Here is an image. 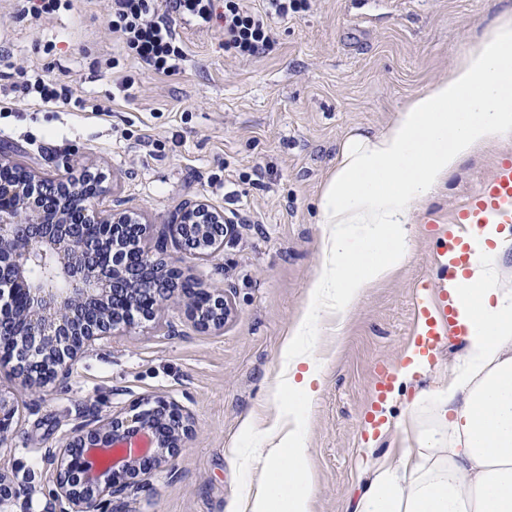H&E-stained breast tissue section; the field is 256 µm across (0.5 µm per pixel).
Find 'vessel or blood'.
I'll return each mask as SVG.
<instances>
[{"label":"vessel or blood","mask_w":512,"mask_h":512,"mask_svg":"<svg viewBox=\"0 0 512 512\" xmlns=\"http://www.w3.org/2000/svg\"><path fill=\"white\" fill-rule=\"evenodd\" d=\"M439 224L433 239L435 275L430 286L434 295L418 304L414 331L418 353L429 360L455 331L458 300L449 290L470 274L475 253L471 229L512 224V156L498 161L478 188Z\"/></svg>","instance_id":"1"}]
</instances>
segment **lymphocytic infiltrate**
<instances>
[{
  "label": "lymphocytic infiltrate",
  "mask_w": 512,
  "mask_h": 512,
  "mask_svg": "<svg viewBox=\"0 0 512 512\" xmlns=\"http://www.w3.org/2000/svg\"><path fill=\"white\" fill-rule=\"evenodd\" d=\"M168 4L167 12L161 14L155 0H112V17L108 21L126 51L156 74L167 77L179 74L186 60L175 33L178 21L220 23L225 48L249 58L263 53L272 43V17L283 19L308 6L307 0H268L265 11L259 13L243 0H168ZM10 89L40 107L86 105L85 100L75 97L69 84L44 71L15 68Z\"/></svg>",
  "instance_id": "lymphocytic-infiltrate-1"
}]
</instances>
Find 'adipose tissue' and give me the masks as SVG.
Returning a JSON list of instances; mask_svg holds the SVG:
<instances>
[{
	"label": "adipose tissue",
	"instance_id": "1",
	"mask_svg": "<svg viewBox=\"0 0 512 512\" xmlns=\"http://www.w3.org/2000/svg\"><path fill=\"white\" fill-rule=\"evenodd\" d=\"M512 139V6L461 53L445 77L402 105L381 133L353 135L324 183L330 225L323 267L282 354V400L265 427L247 425L263 478L248 512H310L307 418L321 367L307 347L326 310L344 317L367 288L404 263L414 207L477 149ZM457 294L463 353L434 390L415 397L414 450L386 457L352 512H512V290L498 267L512 231L491 224Z\"/></svg>",
	"mask_w": 512,
	"mask_h": 512
}]
</instances>
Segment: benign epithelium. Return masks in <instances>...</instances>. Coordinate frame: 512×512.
Instances as JSON below:
<instances>
[{
  "label": "benign epithelium",
  "mask_w": 512,
  "mask_h": 512,
  "mask_svg": "<svg viewBox=\"0 0 512 512\" xmlns=\"http://www.w3.org/2000/svg\"><path fill=\"white\" fill-rule=\"evenodd\" d=\"M104 176L87 173L78 183L48 184L37 173L15 167L0 154V344L8 350L19 386L36 393L68 378L71 365L86 346L129 328L130 312L155 317L168 301H184L194 323L204 330L224 327L230 306L220 288H206L208 303L198 308L195 296L167 276L169 265L151 251L130 266V254L119 248L132 218L123 211L99 217L94 209L104 192ZM44 186L54 205L34 192ZM83 220L105 225L90 238ZM169 236L196 258L205 260L224 245V214L203 202H188L169 218ZM42 267L49 286L29 287L32 265ZM19 398L0 388V444L22 414ZM188 411L164 398L140 400L129 408L95 417L75 429L52 450L55 497L59 512H112L113 499L134 488L151 461L157 469L173 457L191 433ZM127 445L121 466L94 470L88 457L97 448ZM20 498L0 475V510Z\"/></svg>",
  "instance_id": "obj_1"
}]
</instances>
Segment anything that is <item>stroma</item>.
Here are the masks:
<instances>
[{
    "mask_svg": "<svg viewBox=\"0 0 512 512\" xmlns=\"http://www.w3.org/2000/svg\"><path fill=\"white\" fill-rule=\"evenodd\" d=\"M15 4L0 0V86L13 67L49 68L102 109L15 101L0 112V153L50 178L103 173L98 210L146 224L149 247L201 287H222L231 313L223 330L204 331L184 303H170L132 333L96 341L65 383L25 396L0 448V473L21 495L14 510L54 512L45 456L73 429L163 396L190 412L193 431L169 465L114 501L115 512H242L240 431L275 409L280 347L319 269V194L340 144L383 131L512 0H310L308 10L273 20V44L247 59L225 48L222 27L189 26L177 31L186 62L172 77L144 68L110 33L111 0H74L72 10L37 20L18 18ZM105 60L111 69L97 70ZM510 150L512 141L501 142L463 159L414 211L405 265L369 288L344 323L325 318L308 421L311 512H350L378 463L403 446L394 432L364 431L365 417L406 418L416 393L434 389L461 354L462 337H448L437 361L376 400L375 371L409 363L415 285L434 270V218ZM189 201L235 223L204 263L167 232Z\"/></svg>",
    "mask_w": 512,
    "mask_h": 512,
    "instance_id": "stroma-1",
    "label": "stroma"
}]
</instances>
